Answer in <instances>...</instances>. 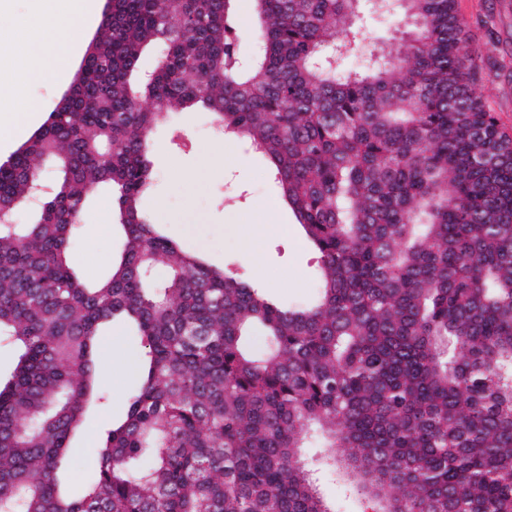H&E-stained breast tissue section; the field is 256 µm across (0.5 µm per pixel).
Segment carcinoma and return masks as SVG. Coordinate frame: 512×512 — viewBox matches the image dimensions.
Returning a JSON list of instances; mask_svg holds the SVG:
<instances>
[{
    "mask_svg": "<svg viewBox=\"0 0 512 512\" xmlns=\"http://www.w3.org/2000/svg\"><path fill=\"white\" fill-rule=\"evenodd\" d=\"M234 2L108 0L69 91L0 164V340L19 349L0 512H335L308 448L381 512H512V138L482 95L503 65L455 0H391L406 30L356 71L336 49L359 0H254L244 61ZM178 109L269 159L317 252L310 300L181 250L142 209L150 134ZM102 190L117 250L89 283L68 252ZM114 326L138 370L77 484ZM119 347L126 352L136 353L139 351L138 344L134 341L130 336H126L122 331L117 332L116 335L111 333L109 336H106L102 343L101 348V358H100V369L104 370L105 361L108 353H112V348Z\"/></svg>",
    "mask_w": 512,
    "mask_h": 512,
    "instance_id": "obj_1",
    "label": "carcinoma"
}]
</instances>
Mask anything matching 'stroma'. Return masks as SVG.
<instances>
[{"instance_id":"35a3bbf8","label":"stroma","mask_w":512,"mask_h":512,"mask_svg":"<svg viewBox=\"0 0 512 512\" xmlns=\"http://www.w3.org/2000/svg\"><path fill=\"white\" fill-rule=\"evenodd\" d=\"M456 9L471 47L493 42L497 58L506 65L486 82L484 97L501 130L512 136V0H456ZM359 25L361 43L345 61L348 69L360 68L369 51L393 43L402 27L400 20L376 17L366 9ZM80 63L77 56L62 60L66 83H33L17 74L12 48L0 46V71L14 76L13 86L0 91V109L14 112L22 103L35 102L41 114H49L68 91ZM153 141L154 181L142 206L154 222L163 225L182 249L270 289L276 299L306 300L317 280L316 258L271 181L266 158L244 138L226 142L212 115L204 111L170 113L155 129ZM258 204L269 206L273 229L256 262L247 258L241 242L226 227L251 217ZM111 221L112 199L100 194L70 249L86 280H97L107 271V258L115 247L111 232L95 236L90 227Z\"/></svg>"}]
</instances>
